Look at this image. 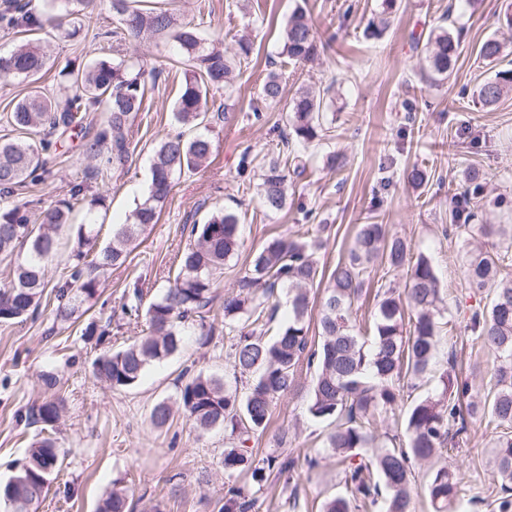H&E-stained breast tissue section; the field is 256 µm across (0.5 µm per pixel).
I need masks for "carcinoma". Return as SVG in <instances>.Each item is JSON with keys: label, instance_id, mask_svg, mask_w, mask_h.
<instances>
[{"label": "carcinoma", "instance_id": "cac0c4a2", "mask_svg": "<svg viewBox=\"0 0 512 512\" xmlns=\"http://www.w3.org/2000/svg\"><path fill=\"white\" fill-rule=\"evenodd\" d=\"M96 0H10L0 10V23L16 33L30 36L24 44L0 54V77L29 85L14 102L7 122L18 131L14 139L0 140V262H7L9 285L0 288V327L38 314L42 305H53L55 317L69 320L79 305L96 299L100 274L124 265L138 236L158 222L163 207L173 199L178 180L200 169L212 152L204 134L180 131L161 139L154 150L151 178L144 200L137 203L127 221L115 224L112 239L93 257L85 247L97 237L95 209L105 197H87V174L74 175L67 198L47 211L42 220L32 218L27 205L10 204L17 191L42 179L40 154L57 148L67 137H80L85 157L96 162V175L106 177L122 171L135 151L133 124L143 108L147 86L158 83L163 69L134 63L122 54L123 44L144 37L173 32L182 56L183 80L174 105V119L181 127L206 126L207 96L213 90L229 89L251 62L252 42L241 36L236 47H224L222 39L202 37L198 24L177 22L165 9L144 8L141 0H110L115 25L95 37L112 43V56H100L88 64L70 63L59 71L74 93L59 101L48 96L38 81L54 64L50 43L54 38H76L82 24L91 19ZM395 0H382L381 11L369 20L364 35L377 38L388 27ZM282 60L262 79L258 98L250 104L255 118L277 104L282 96L288 68L320 59L330 47L319 34L311 11L296 7L281 32ZM458 40L445 30L430 33L427 56L432 72L448 75L457 56ZM479 57L495 67L506 54L496 38L482 43ZM512 90V69L499 70L485 81L478 97L486 107L496 105ZM327 90L314 91L301 85L288 104L291 133L283 142V157L269 160L258 185L265 214H277L287 202L288 175L298 174L291 165L297 150L329 137L331 126L325 110ZM105 113L95 134H90V116ZM476 181L469 200L452 212L457 229L475 217L476 199L482 185ZM74 230L71 273L52 289L53 300L44 299L46 271L60 246L64 230ZM487 235L502 239L504 251L512 248V226L488 224ZM193 243L180 257L179 270L162 294L144 300L135 288L122 304L130 320L145 317L143 334L124 348L101 354L94 363V376L113 390L137 385L151 364L175 354L186 324L212 309L214 275L240 246V218L232 211L212 212L202 223L192 224ZM319 244L300 235L278 234L269 238L251 259L234 291L224 298V330L232 379L200 371L178 386V408L194 428L205 433L215 428L234 446L224 449V472L249 477L250 484L231 485L218 512H252L271 475L284 478V485L297 483L299 457L291 453L253 459L248 442L262 434L273 405L294 391L300 364L315 370V381L306 413L327 423L323 451L336 456L342 466L345 493L327 498L322 512H411L415 469L430 462L466 430V418H487L491 429V463L500 482L497 512H512V279L501 275L500 257L490 251L471 256L464 269L468 287L489 291L488 305L476 310L467 328L480 347L494 353L495 390L482 393L458 372L455 364L439 371L437 363L444 311L441 286L435 269L424 255L414 257L400 239H389L382 224H362L356 242L330 274H324L317 259ZM387 271L405 277L402 292L393 287L375 295V308L368 326L357 324L354 304L376 259ZM325 283L320 304L319 336H309L312 302L309 288ZM288 291V312L274 335L265 327L275 322L280 305L270 302L275 290ZM410 387L424 379L433 386L408 407L401 404L400 382ZM47 397L31 408L28 424L40 432L59 421L65 399L57 390L54 375L40 376ZM401 415L404 438L379 432L380 418ZM173 415L162 400L151 411L152 424L167 425ZM62 460L54 439L43 435L30 444L24 463L6 481L0 482V506L5 512H34L47 493ZM426 493L434 512L460 508L461 484L454 472L441 466L430 474ZM97 512H130L124 490L114 488L98 503Z\"/></svg>", "mask_w": 512, "mask_h": 512}]
</instances>
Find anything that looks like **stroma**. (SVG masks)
<instances>
[{"label":"stroma","mask_w":512,"mask_h":512,"mask_svg":"<svg viewBox=\"0 0 512 512\" xmlns=\"http://www.w3.org/2000/svg\"><path fill=\"white\" fill-rule=\"evenodd\" d=\"M187 21L202 15L204 34L222 31L225 42L249 32L254 40L253 62L230 94L215 92V104L230 101L225 116L213 119L210 165L181 176L173 200L158 224L141 235L124 266L100 278V299L70 320H55L52 311L36 319L0 327V480L22 460L37 426L18 418L44 392L41 372L50 371L66 406L54 438L63 458L38 512H95L113 482L127 488L133 512H214L224 495L228 476L222 429L198 433L185 417L155 428L153 406L175 397L176 380L185 370L217 376L229 368L223 327L211 342L188 334L181 351L152 364L138 386L115 391L96 381L94 359L104 349H118L135 340L140 330L122 312L124 297L141 289L144 297L168 285L179 255L190 243V226L219 208L240 217L242 245L224 263L216 280L214 308L247 267L252 254L279 233L297 231L301 224L318 227L324 247L320 264L332 270L354 246L360 224L385 225L388 236L410 244L414 254L429 258L443 288L447 331L441 357H456L464 376L482 389L492 386L493 355L480 349L467 329L472 309L485 305L486 292L466 288L462 271L474 249H491L492 239L480 232L484 224H512V93L494 107L478 98V89L494 74L478 57L489 37L512 49V30L504 12L512 0H397L389 29L368 39L363 31L380 0H249L239 10L237 0H154ZM307 4L320 29L334 35L327 55L298 70L284 87L282 103L254 119L249 104L259 93L270 59L280 50V32L292 10ZM112 26L108 0H98L89 36L54 42L58 61L85 63L100 54L93 34ZM445 27L459 40L458 55L448 79L431 80L425 44L432 30ZM128 56L162 65L163 79L148 90L138 124V145L124 171L88 182L89 194L107 199V215L92 249L112 238L113 225L125 222L150 182L154 149L165 134L177 132L173 107L182 77L177 45L158 35L129 45ZM330 87L334 105L331 139L314 142L303 156L305 170L288 181L287 207L266 216L256 189H242L238 176L242 158L258 175L267 155L276 153L288 132L286 102L301 82ZM345 155L346 164L330 170L331 152ZM42 181L27 185L15 200L29 204L35 216L65 198L74 172L87 168L79 140L42 155ZM428 173L422 186L406 178L412 166ZM479 173L484 186L478 217L467 231L451 226L449 213L457 194L470 190L469 178ZM106 331L97 345L85 330ZM315 380L301 370L297 389L278 400L268 428L250 446L257 458L279 452V432H287L290 449L322 450L327 429L309 419L306 404ZM468 432L448 452V466L465 490V512H491L500 485L489 465L491 433L483 419L468 421ZM336 459L324 456L313 471L303 472L297 486V510H290L287 491L270 477L255 512H318L325 496L339 493Z\"/></svg>","instance_id":"stroma-1"}]
</instances>
